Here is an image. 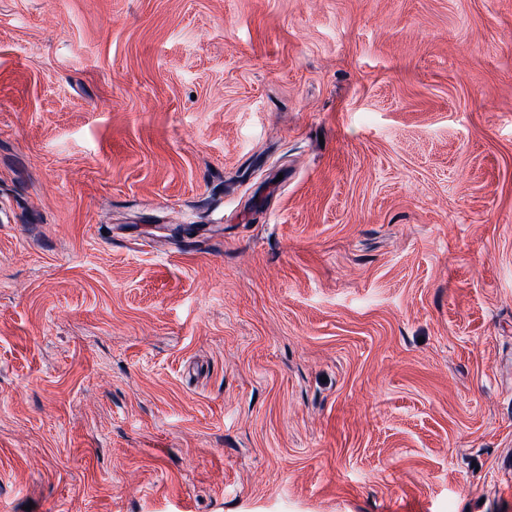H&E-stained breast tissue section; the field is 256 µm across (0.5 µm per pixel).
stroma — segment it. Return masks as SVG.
Segmentation results:
<instances>
[{
  "label": "stroma",
  "instance_id": "1",
  "mask_svg": "<svg viewBox=\"0 0 512 512\" xmlns=\"http://www.w3.org/2000/svg\"><path fill=\"white\" fill-rule=\"evenodd\" d=\"M0 512H512V0H0Z\"/></svg>",
  "mask_w": 512,
  "mask_h": 512
}]
</instances>
